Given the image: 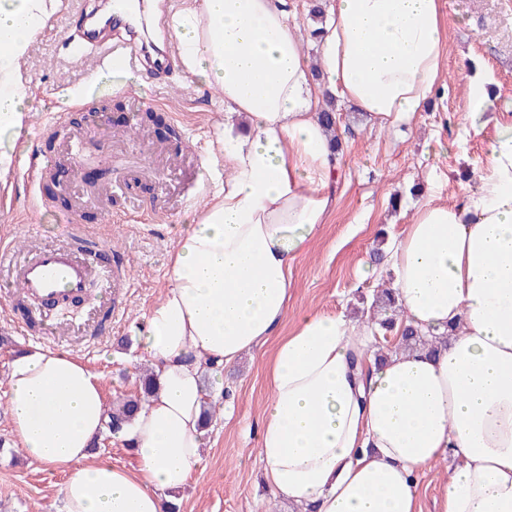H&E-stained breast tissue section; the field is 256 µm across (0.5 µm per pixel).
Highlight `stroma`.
Returning <instances> with one entry per match:
<instances>
[{"label":"stroma","mask_w":512,"mask_h":512,"mask_svg":"<svg viewBox=\"0 0 512 512\" xmlns=\"http://www.w3.org/2000/svg\"><path fill=\"white\" fill-rule=\"evenodd\" d=\"M95 0H64L33 45L26 72L36 85L33 116L19 137L29 155L62 163L67 143L42 130L61 111L62 96H89L68 126L83 145L80 157L96 185H69L68 203L49 200L44 183L12 180L0 208V234L28 242H58L64 225L95 232L126 259L120 279L101 277L72 316L43 314L44 327L20 332L25 316L15 289L0 279V512H61L62 472L26 458L14 444L6 399L10 351L18 345L63 350L102 374L107 399L136 391L143 365L133 327L168 284V261L194 183L207 193L220 185L217 127L224 121L218 92L182 66L129 75L111 92L98 93L86 64L94 49L81 37ZM449 54L444 87L411 126L381 129L354 107L340 108L342 150L336 165V205L307 250L292 262L288 333L297 316L318 311L354 314L363 299L388 282L370 254L378 233L397 236L415 207L433 199L462 200L473 172L487 160L498 124L512 122V0H445ZM495 88L491 106L469 121L466 78ZM164 103L182 117L176 142L160 141L153 128L129 137L128 120ZM197 145L179 153L177 141ZM276 345L268 340L221 373L230 396L217 403L203 434V460L179 500V512H289L262 480L258 439L270 395L267 365Z\"/></svg>","instance_id":"35a3bbf8"}]
</instances>
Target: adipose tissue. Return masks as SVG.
Listing matches in <instances>:
<instances>
[{"label": "adipose tissue", "instance_id": "1", "mask_svg": "<svg viewBox=\"0 0 512 512\" xmlns=\"http://www.w3.org/2000/svg\"><path fill=\"white\" fill-rule=\"evenodd\" d=\"M61 0H0V182L31 110L23 71ZM309 65L286 0H192L169 24L186 73L219 90L224 181L183 222L168 286L139 334L157 389L117 434L134 469L91 459L108 422L102 378L65 351L9 364L15 442L62 471V512H171L203 459L212 366L278 336L293 259L336 204L319 118L331 93L378 127L412 122L448 55L443 0H328ZM401 325L433 351H370L365 321L309 312L279 341L259 456L301 512H421L418 476L456 464L437 512H512V123L458 204L428 201L385 250Z\"/></svg>", "mask_w": 512, "mask_h": 512}]
</instances>
